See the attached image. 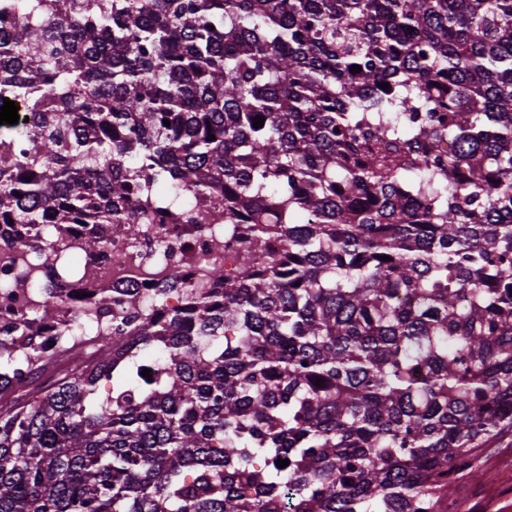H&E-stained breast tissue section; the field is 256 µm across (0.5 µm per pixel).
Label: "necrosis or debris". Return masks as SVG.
<instances>
[{"label": "necrosis or debris", "mask_w": 512, "mask_h": 512, "mask_svg": "<svg viewBox=\"0 0 512 512\" xmlns=\"http://www.w3.org/2000/svg\"><path fill=\"white\" fill-rule=\"evenodd\" d=\"M182 204L166 221L143 219L138 238L127 235L124 225H111L107 254L87 260L82 276L63 281L67 305L52 323L41 325L45 341L47 372L60 375L85 367L91 358L96 337L112 327L113 313L91 315L85 294L108 288L134 301L140 314H152L158 304L176 310L182 307L181 292L160 297L159 288L168 280L172 268H179L190 288L210 289V266L232 269L248 244L246 232L224 233V215L216 213L214 223L194 225L192 219L203 201L195 192H182ZM42 233L51 239L50 250L38 253L10 236L0 237V337L14 334L19 321H34L43 295L37 286L51 262L73 251L85 233L75 225L67 238H54L51 225ZM120 261H112V254Z\"/></svg>", "instance_id": "necrosis-or-debris-1"}]
</instances>
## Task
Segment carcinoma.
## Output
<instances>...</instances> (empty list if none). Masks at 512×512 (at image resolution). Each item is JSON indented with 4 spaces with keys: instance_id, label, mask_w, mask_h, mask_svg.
<instances>
[{
    "instance_id": "obj_1",
    "label": "carcinoma",
    "mask_w": 512,
    "mask_h": 512,
    "mask_svg": "<svg viewBox=\"0 0 512 512\" xmlns=\"http://www.w3.org/2000/svg\"><path fill=\"white\" fill-rule=\"evenodd\" d=\"M6 98L0 225L89 226L57 278L182 190L250 242L136 336L122 303L86 369L0 384V512H443L480 475L512 430V0H0Z\"/></svg>"
}]
</instances>
